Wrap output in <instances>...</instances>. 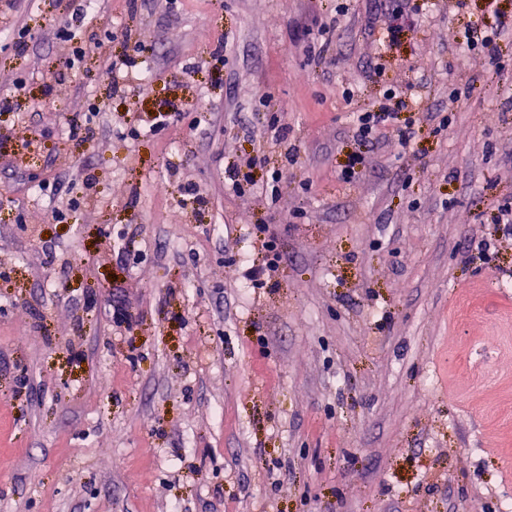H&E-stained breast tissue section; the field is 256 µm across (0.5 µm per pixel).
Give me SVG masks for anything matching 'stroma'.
Wrapping results in <instances>:
<instances>
[{"mask_svg":"<svg viewBox=\"0 0 512 512\" xmlns=\"http://www.w3.org/2000/svg\"><path fill=\"white\" fill-rule=\"evenodd\" d=\"M373 3L97 0L70 71L69 0H0V28L31 35L0 37V94L26 110L0 112V512H506L512 27L493 75L458 45L486 0H429L392 41ZM117 27L145 49L116 89ZM390 88L416 101L407 149L349 124ZM200 97V126L170 121ZM187 180L204 222L155 190ZM256 224L280 252L261 286ZM58 35L62 40L69 43V56L66 58L67 69H74L79 67L83 60V53L80 47L81 40L78 37L76 31L70 28V24L67 22L65 25L58 28ZM257 164V159L255 157H249L246 161L243 162V165L249 169V171L244 172L242 170V166L236 165L233 169L229 171L228 180L231 181L232 190L239 196L245 193V186H253V180L251 178L250 169Z\"/></svg>","mask_w":512,"mask_h":512,"instance_id":"obj_1","label":"stroma"}]
</instances>
